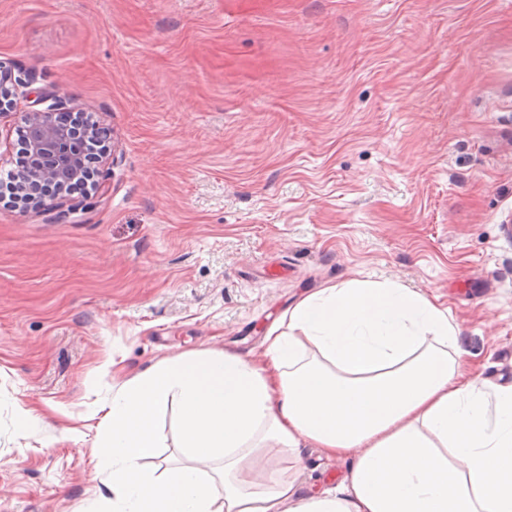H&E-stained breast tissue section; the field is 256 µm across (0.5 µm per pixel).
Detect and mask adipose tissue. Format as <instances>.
I'll return each mask as SVG.
<instances>
[{
  "label": "adipose tissue",
  "mask_w": 512,
  "mask_h": 512,
  "mask_svg": "<svg viewBox=\"0 0 512 512\" xmlns=\"http://www.w3.org/2000/svg\"><path fill=\"white\" fill-rule=\"evenodd\" d=\"M448 310L394 282L353 280L301 299L262 360L191 352L134 375L96 441L118 512H512V385L462 371ZM190 465L141 467L168 437ZM348 461L302 496L258 482V459L305 446Z\"/></svg>",
  "instance_id": "1"
}]
</instances>
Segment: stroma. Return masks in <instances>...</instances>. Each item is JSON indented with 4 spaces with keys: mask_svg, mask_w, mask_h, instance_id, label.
Masks as SVG:
<instances>
[{
    "mask_svg": "<svg viewBox=\"0 0 512 512\" xmlns=\"http://www.w3.org/2000/svg\"><path fill=\"white\" fill-rule=\"evenodd\" d=\"M0 62V174L61 102L115 145L90 209L0 202V512H110L106 358H257L346 281L437 300L512 384V0H0ZM347 470L308 447L259 479ZM18 83L0 63V115L11 112L16 105Z\"/></svg>",
    "mask_w": 512,
    "mask_h": 512,
    "instance_id": "1",
    "label": "stroma"
}]
</instances>
